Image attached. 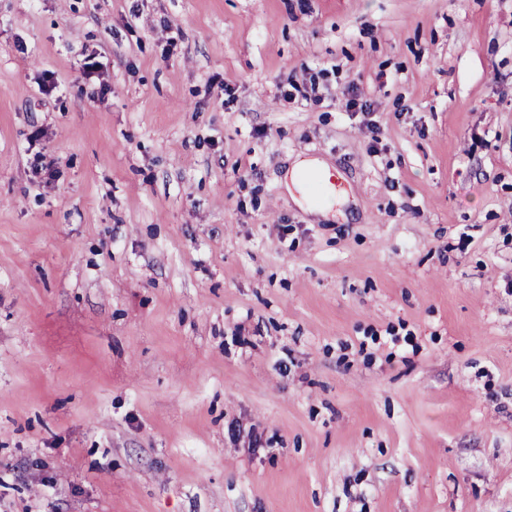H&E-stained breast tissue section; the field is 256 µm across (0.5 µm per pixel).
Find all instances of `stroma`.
<instances>
[{
	"label": "stroma",
	"instance_id": "obj_1",
	"mask_svg": "<svg viewBox=\"0 0 512 512\" xmlns=\"http://www.w3.org/2000/svg\"><path fill=\"white\" fill-rule=\"evenodd\" d=\"M0 512H512V0H0ZM99 62L95 57L88 56L82 65V88L81 91L88 97L103 98L108 93V86L99 81ZM332 167L326 162L319 160H296L291 164L290 176L293 187L303 196L305 183L304 178L310 173H318L325 177L332 175Z\"/></svg>",
	"mask_w": 512,
	"mask_h": 512
}]
</instances>
